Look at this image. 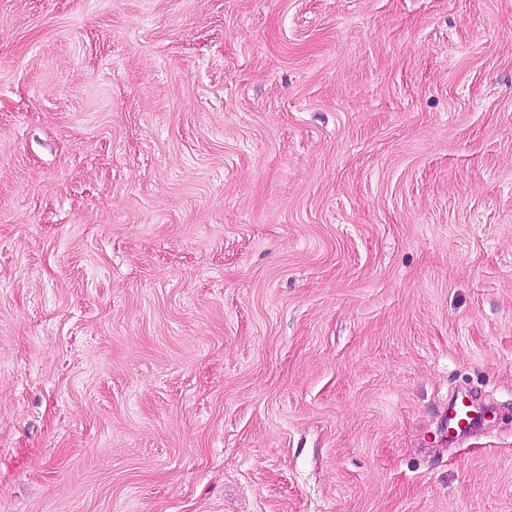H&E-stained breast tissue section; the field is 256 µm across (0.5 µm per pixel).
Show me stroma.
I'll use <instances>...</instances> for the list:
<instances>
[{
    "label": "stroma",
    "instance_id": "stroma-1",
    "mask_svg": "<svg viewBox=\"0 0 512 512\" xmlns=\"http://www.w3.org/2000/svg\"><path fill=\"white\" fill-rule=\"evenodd\" d=\"M0 512H512V0H0ZM491 409H477L467 404L462 397L448 405L447 429L448 438L454 439L467 432L471 427L486 419Z\"/></svg>",
    "mask_w": 512,
    "mask_h": 512
}]
</instances>
